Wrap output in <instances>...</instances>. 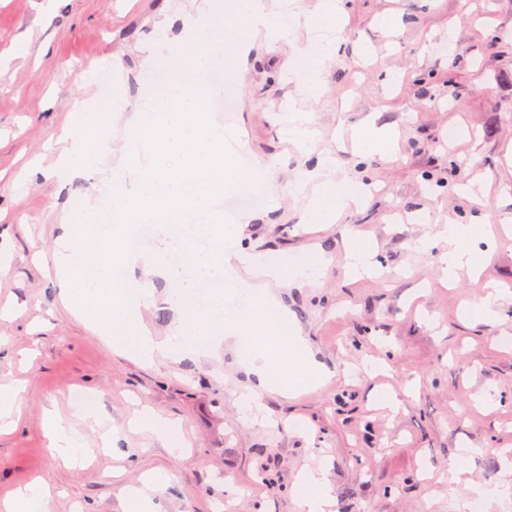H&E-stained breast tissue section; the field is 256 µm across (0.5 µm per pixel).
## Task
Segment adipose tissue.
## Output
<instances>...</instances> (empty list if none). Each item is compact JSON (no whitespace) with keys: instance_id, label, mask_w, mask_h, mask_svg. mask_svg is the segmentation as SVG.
Returning a JSON list of instances; mask_svg holds the SVG:
<instances>
[{"instance_id":"adipose-tissue-1","label":"adipose tissue","mask_w":512,"mask_h":512,"mask_svg":"<svg viewBox=\"0 0 512 512\" xmlns=\"http://www.w3.org/2000/svg\"><path fill=\"white\" fill-rule=\"evenodd\" d=\"M331 167V161L327 160L314 171L302 172L296 178L300 184L316 179L321 185L319 194L312 197L305 208L306 223H335L341 213L355 200L350 186L331 177ZM483 233L482 225L449 221L436 230L412 240L410 246L416 250L426 251L433 247L435 241L447 243V250L439 257L442 279L447 282L452 280L458 271H477L488 260V253L475 250L471 245L472 238ZM47 420L50 447L55 457L73 467L85 464L89 459V453L82 444L80 433L71 422L52 411L48 412ZM173 480V473L164 470L149 475L141 485L122 487L119 496L124 505V512H154L153 491L168 486ZM293 496L300 512H332L335 503L328 475L321 469L303 472L294 486Z\"/></svg>"}]
</instances>
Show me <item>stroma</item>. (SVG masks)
Here are the masks:
<instances>
[{"mask_svg":"<svg viewBox=\"0 0 512 512\" xmlns=\"http://www.w3.org/2000/svg\"><path fill=\"white\" fill-rule=\"evenodd\" d=\"M202 0H0V51L27 36L31 48L0 71V385L21 388L18 427L0 434V497L39 479L51 489V512H122L117 486L140 484L156 469L175 482L153 495L156 512H298L291 488L304 471L327 468L335 512H460L448 490L457 448L482 449L466 466L472 482L512 478V0H346L341 41L321 66L302 62L292 41L259 40L248 48L232 88L231 115L211 112L236 155L269 165L279 190L240 231L244 249L283 273L323 249L330 258L316 282L277 294L319 362L321 387L295 398L261 396L264 418L244 422L238 397L247 379L233 351L220 357L167 358L148 366L112 344L62 299L56 266L62 227L86 203H100L97 174L71 182L32 175L71 120L74 99L88 110L114 109L107 145L148 154L127 125L169 70L159 42L193 48L189 14ZM392 16L390 29L373 26ZM320 69L318 87L302 84ZM311 114L314 153L288 136L282 116ZM392 126L398 150L388 159L355 153L352 134L365 119ZM336 157L337 175L373 184L372 193L333 224L313 230L302 212L316 183L295 191L296 173ZM488 217L490 250L477 278L438 280L431 253L409 248L430 226ZM376 241L378 277L347 282L344 235ZM149 286L143 310L153 335L165 336L175 313L173 282L131 274ZM503 289L498 316L466 317L476 285ZM386 368L365 373L366 360ZM492 389V408L478 404ZM393 392L398 406L383 405ZM95 400L105 424L125 426L113 455L100 428L79 423L90 462L68 467L50 451L47 410L73 416L75 393ZM178 423L183 458L139 429L135 415Z\"/></svg>","mask_w":512,"mask_h":512,"instance_id":"obj_1","label":"stroma"}]
</instances>
